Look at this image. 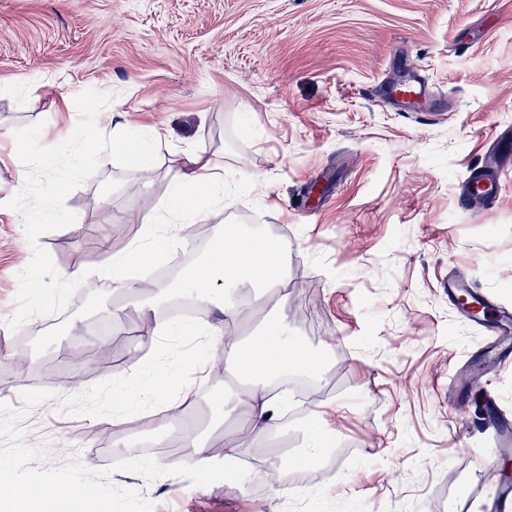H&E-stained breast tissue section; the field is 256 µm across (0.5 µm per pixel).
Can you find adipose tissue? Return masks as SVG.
<instances>
[{
	"mask_svg": "<svg viewBox=\"0 0 512 512\" xmlns=\"http://www.w3.org/2000/svg\"><path fill=\"white\" fill-rule=\"evenodd\" d=\"M159 127L130 128L121 124L105 126L99 131L98 148L103 153L120 154L139 174L151 170L155 145L161 140ZM170 168L174 176L166 200L158 205L153 225L147 226L141 237L120 253H106L100 266L84 272L66 274V281L92 286L107 280L115 291L135 295L143 283L132 276V268L143 265L165 252L174 240V232L183 224H198L224 208L227 182L224 162L206 158L191 149L173 154ZM288 269L280 247H269L265 239L242 234L236 225L227 224L215 233L207 254L190 272L173 281L154 284V299L162 301L177 293L215 306L224 316L225 327L243 322L247 316L240 299L242 289H254V306L266 308L272 320L260 339L243 342L225 341L224 360L233 364L247 377L246 386L237 392L241 405L247 406L249 424L256 433L273 430L282 407L268 387L270 374H288L313 370L316 360L301 351L294 336L275 319L276 308L270 307L267 291L284 287ZM196 394L194 385H186L180 397H168L162 385L146 378L120 395V404L134 407H162L160 424L148 426L144 434L153 445H160L166 430L165 420L181 416L184 403Z\"/></svg>",
	"mask_w": 512,
	"mask_h": 512,
	"instance_id": "1",
	"label": "adipose tissue"
}]
</instances>
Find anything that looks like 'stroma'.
Instances as JSON below:
<instances>
[{
    "label": "stroma",
    "mask_w": 512,
    "mask_h": 512,
    "mask_svg": "<svg viewBox=\"0 0 512 512\" xmlns=\"http://www.w3.org/2000/svg\"><path fill=\"white\" fill-rule=\"evenodd\" d=\"M410 76L433 88L419 112L381 95ZM4 82L0 197L25 187L79 226L62 235L0 214V403L21 412L26 444L47 446L34 468L109 471L155 512H488L485 490L503 467L479 463L478 440L459 428L486 407L472 392L457 411L448 390L479 334L441 281L458 270L512 307V182L475 217L457 207L471 169L512 126V0H0ZM116 105L131 125L164 131L149 183L119 156L91 152L69 169L61 135L96 142ZM50 143L34 165L26 145ZM187 147L223 157L232 189L223 213L192 225L200 248L228 222L286 246L279 319L328 377L306 395L307 424L354 447L335 480L303 462L282 473L268 456L244 485L117 470L151 448L143 424L154 409L113 422L112 395L135 365L172 397L174 371L204 367L186 416L213 449L235 438L246 411L224 374V338L150 347L148 289L70 284L50 298L26 286L98 266L101 239L124 251L168 192L171 154ZM116 305L111 338L75 361V336ZM35 389L53 396L25 408L22 392Z\"/></svg>",
    "instance_id": "obj_1"
}]
</instances>
